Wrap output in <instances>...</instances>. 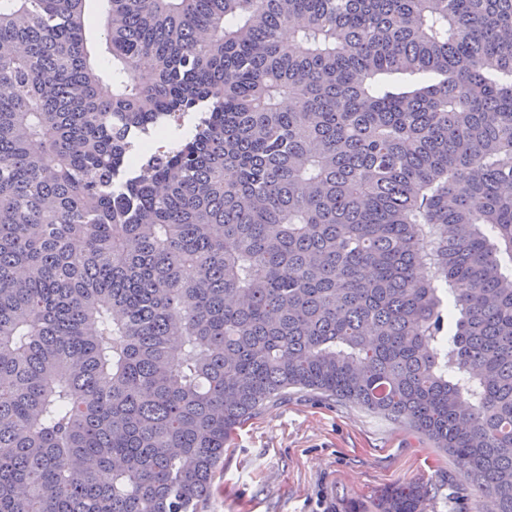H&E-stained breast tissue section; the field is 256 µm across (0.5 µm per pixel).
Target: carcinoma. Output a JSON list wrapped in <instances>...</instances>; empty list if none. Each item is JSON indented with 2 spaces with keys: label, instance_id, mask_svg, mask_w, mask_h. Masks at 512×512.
Returning <instances> with one entry per match:
<instances>
[{
  "label": "carcinoma",
  "instance_id": "1",
  "mask_svg": "<svg viewBox=\"0 0 512 512\" xmlns=\"http://www.w3.org/2000/svg\"><path fill=\"white\" fill-rule=\"evenodd\" d=\"M102 2L0 0V512H201L290 388L512 512V0ZM103 13L102 1L88 0L86 2V34L103 68L108 69L111 64L104 55Z\"/></svg>",
  "mask_w": 512,
  "mask_h": 512
}]
</instances>
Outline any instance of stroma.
<instances>
[{
  "label": "stroma",
  "mask_w": 512,
  "mask_h": 512,
  "mask_svg": "<svg viewBox=\"0 0 512 512\" xmlns=\"http://www.w3.org/2000/svg\"><path fill=\"white\" fill-rule=\"evenodd\" d=\"M421 487L425 512H497L454 457L407 425L338 398L289 390L236 429L205 512H377Z\"/></svg>",
  "instance_id": "1"
}]
</instances>
